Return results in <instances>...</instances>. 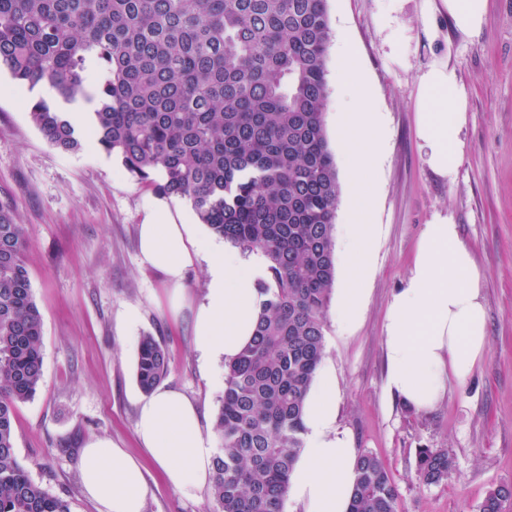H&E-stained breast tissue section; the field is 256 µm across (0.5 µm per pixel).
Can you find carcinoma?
Listing matches in <instances>:
<instances>
[{
    "label": "carcinoma",
    "mask_w": 512,
    "mask_h": 512,
    "mask_svg": "<svg viewBox=\"0 0 512 512\" xmlns=\"http://www.w3.org/2000/svg\"><path fill=\"white\" fill-rule=\"evenodd\" d=\"M330 39L326 0H0V70L30 90L46 82L66 102L93 87L90 125L106 154L156 194L189 200L215 236L266 259L254 337L225 365L213 512H283L304 447L336 277L341 189L324 122ZM29 115L56 149H81L56 104L37 99ZM25 246L24 226L1 204L0 512H71L15 450L16 409L35 396L43 361ZM169 364L166 347L143 336V393ZM452 467L446 450H417L427 485ZM356 473L349 512H401L377 455L359 454ZM479 512H512V484L488 490Z\"/></svg>",
    "instance_id": "obj_1"
}]
</instances>
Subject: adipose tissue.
I'll list each match as a JSON object with an SVG mask.
<instances>
[{"label": "adipose tissue", "mask_w": 512, "mask_h": 512, "mask_svg": "<svg viewBox=\"0 0 512 512\" xmlns=\"http://www.w3.org/2000/svg\"><path fill=\"white\" fill-rule=\"evenodd\" d=\"M340 55L345 62L339 72L343 86L364 94L361 104L343 108L340 115L344 163L353 179L343 230L350 286L335 314L343 328L358 318L362 285L371 272L370 251L378 229L368 221L372 197L362 174L384 128L381 113L366 97L368 82L352 62L349 41H342ZM465 106L466 92L448 65L433 66L422 75L416 135L428 149L430 169L447 179L464 156L460 133ZM146 209L148 217L139 226L142 262L165 275L171 306L177 309L184 299L186 268L206 256V295L193 315L195 349L207 361L232 360L253 335L264 257L200 238L191 220H173L164 198L147 201ZM482 283L483 273L457 224L438 217L425 225L409 278L390 300L383 325L387 388L413 410L435 409L449 381L465 383L484 359L488 336ZM305 426V446L290 476L288 499L301 512H348L357 450L336 427V380L329 372L318 376ZM136 433L168 484L184 497H200L211 482L215 449L198 405L180 391L155 388L140 403ZM78 468L83 493L97 512H145L149 485L140 462L125 449L110 441H90Z\"/></svg>", "instance_id": "obj_1"}]
</instances>
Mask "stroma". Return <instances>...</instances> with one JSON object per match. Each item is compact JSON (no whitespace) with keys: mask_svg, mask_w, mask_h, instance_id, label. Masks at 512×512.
Wrapping results in <instances>:
<instances>
[{"mask_svg":"<svg viewBox=\"0 0 512 512\" xmlns=\"http://www.w3.org/2000/svg\"><path fill=\"white\" fill-rule=\"evenodd\" d=\"M331 152L342 157L336 105L338 47L351 39L385 115L380 160L369 171L379 226L363 311L350 327H325L321 362L336 378V425L358 452L387 464L402 512H478L487 491L512 484V0H487L479 32H459L441 0H327ZM445 63L467 90L464 160L453 178L434 173L416 137L421 75ZM48 85L16 89L0 72V204L25 227V259L43 322V378L19 404L15 444L33 480L66 497L71 512H96L80 486L77 459L91 439L111 440L140 458L150 494L146 512H210V493L187 499L165 480L135 430L143 394L136 382L139 341L150 334L170 353L164 386L195 401L213 429L224 393V362L202 364L194 349L193 312L206 291L207 263L185 274L179 312L169 307L164 275L140 261L138 227L153 190L93 141L63 153L32 125ZM452 217L485 272L489 346L464 384L416 412L389 393L383 322L404 287L424 224ZM140 321L123 323L127 308ZM444 448L455 458L446 481L424 485L416 451Z\"/></svg>","mask_w":512,"mask_h":512,"instance_id":"35a3bbf8","label":"stroma"}]
</instances>
